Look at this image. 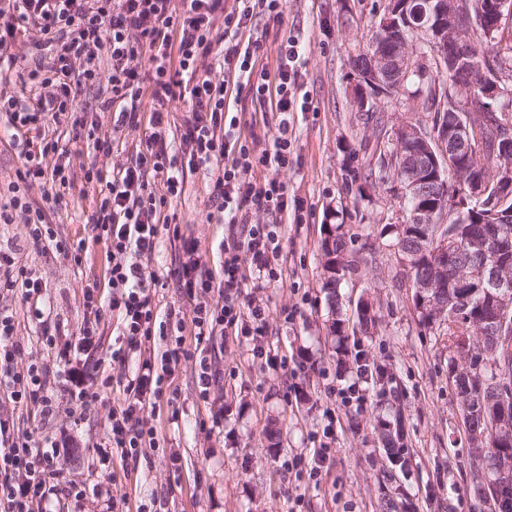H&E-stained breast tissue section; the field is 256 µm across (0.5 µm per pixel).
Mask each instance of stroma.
<instances>
[{
  "mask_svg": "<svg viewBox=\"0 0 512 512\" xmlns=\"http://www.w3.org/2000/svg\"><path fill=\"white\" fill-rule=\"evenodd\" d=\"M384 0H288L282 24L258 17L253 36L264 37L263 65L274 67L276 31L296 37L305 46L301 91L311 109L290 114L298 166L280 171L289 194L305 200L303 223L282 227L278 264L283 280L266 284L248 279L249 300L264 306L268 331L260 341L214 336L196 342L185 331L188 347H202L212 356L221 377L209 398H202L192 363L181 364L165 385L167 403L152 414L159 445L144 448L135 468H127L119 453L101 454L112 408L124 399L123 380L134 376L142 358L130 354L113 363V382L89 409L77 407L68 384L51 381L58 406L52 420L15 404L0 388V417L12 420L14 431L31 445L66 444L60 466L65 480L90 488L83 499L60 495L61 512H109V499H126L128 512H140L153 498L163 499L167 512H380L388 488L382 482L391 466L374 428L390 407L401 410L407 432L409 468L399 478L407 500L406 512H479L467 477L470 450L455 386L450 378L448 337L438 327L420 323L413 290L402 276L397 256L385 245L382 229L394 222L396 206L385 185L358 197L350 179L362 170L363 155L373 152L378 133L374 121L357 111L347 83L350 62L359 42L376 22ZM98 87L82 85L76 101L96 121L110 149L96 154L86 137L77 135L70 117L50 124L48 135L66 152L49 155L46 166L62 162L73 186L51 206L50 218L59 239L84 244L82 262L63 259L44 243H34L23 217L0 228V247L13 250L15 268L0 269V312L13 316L23 360H37L50 373L62 370L54 350L75 346L84 315L83 290L99 279L103 246L88 222L101 187L86 183L90 163L113 170L134 162L146 149L152 130L114 129L112 115L99 111ZM236 108L242 114V135H254L256 149H265L277 123L273 112L249 97ZM212 176L200 168L188 173L180 198L170 211L175 219L162 229L148 262L158 284L151 292L159 314L170 307L191 313L194 306L178 286L175 270L181 240L198 243L205 269L219 272L224 246L239 237L240 225L226 224L212 198ZM342 225L353 237L361 257L355 287L346 289L343 310L354 316L361 295L375 305L374 333H350L346 366L336 364L335 341L327 334L330 304L322 287V257L318 249L325 225ZM42 278L46 284L37 320L19 291L10 284L18 271ZM294 320H286L288 311ZM57 334L47 346L45 330ZM262 345L268 356L284 359L287 369L273 368L255 356ZM389 367L396 394L381 393L370 379L356 375L358 364ZM356 385L365 395L363 406L341 405L331 387ZM282 430L277 452H269L266 430ZM331 453L321 474L309 478L292 468L293 459L312 460L325 426Z\"/></svg>",
  "mask_w": 512,
  "mask_h": 512,
  "instance_id": "obj_1",
  "label": "stroma"
}]
</instances>
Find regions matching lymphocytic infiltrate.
Wrapping results in <instances>:
<instances>
[{
  "label": "lymphocytic infiltrate",
  "instance_id": "lymphocytic-infiltrate-1",
  "mask_svg": "<svg viewBox=\"0 0 512 512\" xmlns=\"http://www.w3.org/2000/svg\"><path fill=\"white\" fill-rule=\"evenodd\" d=\"M0 8V73L12 69L17 57L12 48L25 30L35 33L33 45L53 53L51 62L35 61L27 77L31 100L0 90V112L5 113L16 137L34 134L38 149H22V167L8 185L10 199L0 204V224L13 223L24 215L34 242L52 243L59 254L71 256L66 242L56 240L43 205L51 188H63L69 180L63 167L46 168L43 159L57 152L56 141L48 139L44 123L74 113V129H85L79 116L74 82L95 84L102 58H110L111 74L106 98L100 109L114 115L118 127L136 128L141 123L163 128L170 121V107L189 106L183 138L192 150L186 165L169 158L164 142L151 138L147 151L135 163L105 172L89 166L86 182L98 183L100 199L89 218L96 242L105 248L106 276L110 292L101 296L99 286L84 291V317L79 329L83 348H91L97 336L102 310L115 314L120 331L112 339L111 361H122L132 350L154 339L165 348L158 364H144L141 372L124 386L125 400L111 414L110 447L135 460L141 448L157 446V432L144 418L156 408L164 384L183 361L191 359L184 336H169V324L181 330L192 326L195 340L223 336H264V308L245 297V268L260 279L280 281L276 259L279 253L283 216L302 223L304 204L288 193L279 179L280 171L297 165L299 157L288 133V113L306 112L308 102L296 97L300 77L301 44L283 35L276 66H259L263 44L244 39L243 33L256 16L282 21L285 0H241L239 10L225 11L224 0H7ZM223 14L224 29L214 33L216 14ZM222 69L235 79L237 92L246 94L260 107L277 112L280 121L269 148L254 151L240 133L241 119L227 100L223 85L210 77ZM151 99L143 111V99ZM216 166L212 195L228 224L242 227L238 244L225 247L221 287H214L211 274L195 257L193 239L181 241L182 261L177 272L180 288L195 306L191 318L168 310L159 319L151 298L156 278L145 266L156 249L161 227L170 222L165 209L179 197L186 170ZM245 169L263 172L261 181L242 178ZM159 178L163 192L150 186ZM42 186V202L31 197L34 186ZM271 215L267 224H250L249 211ZM12 316L0 313V387L9 389L14 402L36 409L41 416L55 412L43 364L25 368L14 365L20 353ZM60 472L54 453L31 447L15 437L7 420L0 418V512H53V498Z\"/></svg>",
  "mask_w": 512,
  "mask_h": 512
}]
</instances>
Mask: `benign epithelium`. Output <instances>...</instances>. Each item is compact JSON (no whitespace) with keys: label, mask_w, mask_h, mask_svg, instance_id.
Masks as SVG:
<instances>
[{"label":"benign epithelium","mask_w":512,"mask_h":512,"mask_svg":"<svg viewBox=\"0 0 512 512\" xmlns=\"http://www.w3.org/2000/svg\"><path fill=\"white\" fill-rule=\"evenodd\" d=\"M465 0H440L436 17L431 26L415 25L407 12L400 6V0H385L381 26L393 32L392 41L386 46H375L367 53L365 61L350 76L353 100L356 108L365 112L371 106L399 101L396 93H402L411 74V62L418 46L427 48L421 54V62L430 69L445 72L448 62L464 63L466 41L471 32L473 19L470 10L464 9ZM512 89L500 86L497 79L479 73L470 86L460 90L456 104L457 118L449 134L430 135L424 124L403 120L388 130L390 142L398 147L392 160L393 177L391 185L402 198L430 200L426 206L406 215L398 211L396 230L404 232L414 224H445L450 219L463 217L464 209L474 202H481L490 190L500 191L505 185L512 189ZM500 127L501 140L497 164L492 170L491 180L473 184L464 194H456V204L448 208V183L453 186L465 184V169L459 162L451 168L445 167L449 157H462L464 161L481 160L485 153V142L479 133L476 118ZM441 262L434 266V278L416 288L418 300L424 311L433 312L442 318L446 307L436 303L431 292L441 286L445 268L452 260L448 249V234L432 236ZM512 245V240L499 235L486 236L476 243L477 250L485 256L484 263L468 272H461L457 279L459 288H480L486 281L498 283L503 291L497 297L496 313L500 321V343L502 356L512 353V278L505 275L497 259ZM487 353L479 350L457 364L455 374L466 377L496 363L486 359ZM498 382L497 395L488 411L486 427L468 432L470 452L479 454L486 451L484 441L490 432H505L512 428V387L505 380ZM512 475V457L495 461L492 469L480 472L477 483L484 512H500L499 499L492 497L491 489L495 480L503 481Z\"/></svg>","instance_id":"benign-epithelium-1"}]
</instances>
